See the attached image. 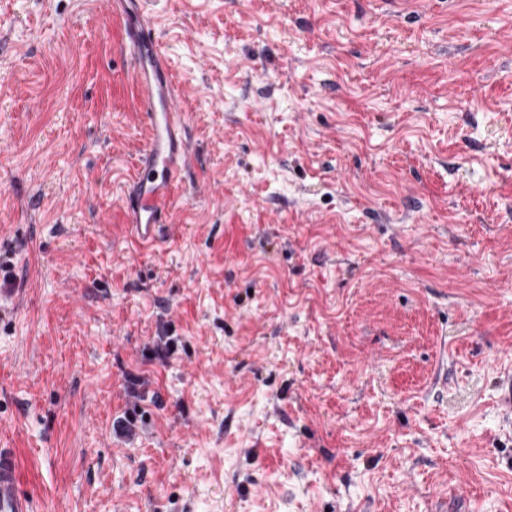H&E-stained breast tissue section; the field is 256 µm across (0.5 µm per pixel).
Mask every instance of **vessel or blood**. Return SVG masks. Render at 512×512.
<instances>
[{"label": "vessel or blood", "instance_id": "vessel-or-blood-1", "mask_svg": "<svg viewBox=\"0 0 512 512\" xmlns=\"http://www.w3.org/2000/svg\"><path fill=\"white\" fill-rule=\"evenodd\" d=\"M124 23L123 49L134 65L133 84L148 124L136 174L124 195L126 227L133 244L156 246L170 209L173 189L191 160L186 117L166 54L156 38L152 0H96ZM0 512H33L23 491L17 458L0 448Z\"/></svg>", "mask_w": 512, "mask_h": 512}]
</instances>
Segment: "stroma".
<instances>
[{"mask_svg": "<svg viewBox=\"0 0 512 512\" xmlns=\"http://www.w3.org/2000/svg\"><path fill=\"white\" fill-rule=\"evenodd\" d=\"M160 2L193 160L139 249L122 21L0 0V448L34 512H512V0Z\"/></svg>", "mask_w": 512, "mask_h": 512, "instance_id": "stroma-1", "label": "stroma"}]
</instances>
